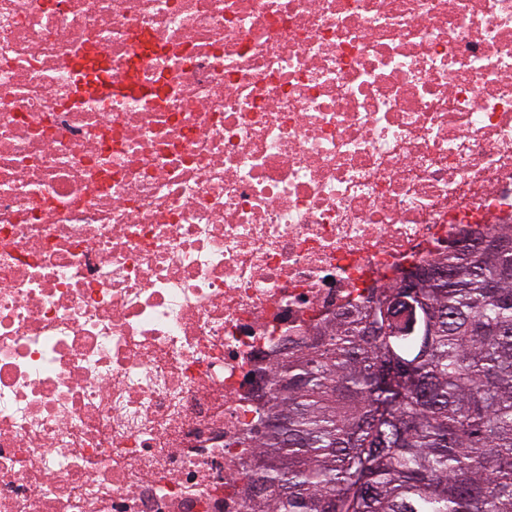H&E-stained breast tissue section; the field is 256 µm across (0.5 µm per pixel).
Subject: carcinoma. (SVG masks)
<instances>
[{"label": "carcinoma", "instance_id": "cac0c4a2", "mask_svg": "<svg viewBox=\"0 0 512 512\" xmlns=\"http://www.w3.org/2000/svg\"><path fill=\"white\" fill-rule=\"evenodd\" d=\"M469 234L273 372L255 512H512V224Z\"/></svg>", "mask_w": 512, "mask_h": 512}]
</instances>
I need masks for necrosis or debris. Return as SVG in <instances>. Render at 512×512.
<instances>
[{"instance_id":"obj_1","label":"necrosis or debris","mask_w":512,"mask_h":512,"mask_svg":"<svg viewBox=\"0 0 512 512\" xmlns=\"http://www.w3.org/2000/svg\"><path fill=\"white\" fill-rule=\"evenodd\" d=\"M512 224V0H0V512H253L278 363Z\"/></svg>"}]
</instances>
